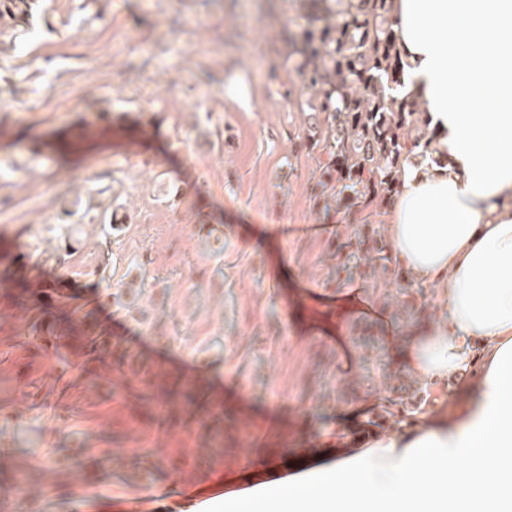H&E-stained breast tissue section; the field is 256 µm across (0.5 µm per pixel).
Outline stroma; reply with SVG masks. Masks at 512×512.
I'll list each match as a JSON object with an SVG mask.
<instances>
[{
	"label": "stroma",
	"instance_id": "35a3bbf8",
	"mask_svg": "<svg viewBox=\"0 0 512 512\" xmlns=\"http://www.w3.org/2000/svg\"><path fill=\"white\" fill-rule=\"evenodd\" d=\"M309 0H35L0 36V512H212L325 447L443 317L433 288L339 272ZM75 280L49 304L42 280ZM353 297L359 311L343 309ZM112 357L76 380L72 344Z\"/></svg>",
	"mask_w": 512,
	"mask_h": 512
}]
</instances>
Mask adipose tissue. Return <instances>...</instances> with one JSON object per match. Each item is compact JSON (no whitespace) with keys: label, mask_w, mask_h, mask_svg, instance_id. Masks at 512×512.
I'll list each match as a JSON object with an SVG mask.
<instances>
[{"label":"adipose tissue","mask_w":512,"mask_h":512,"mask_svg":"<svg viewBox=\"0 0 512 512\" xmlns=\"http://www.w3.org/2000/svg\"><path fill=\"white\" fill-rule=\"evenodd\" d=\"M391 15L436 136L400 176L388 234L447 314L401 359L424 385L472 381L459 413L337 444L319 477L224 512H512V0H393Z\"/></svg>","instance_id":"1"}]
</instances>
